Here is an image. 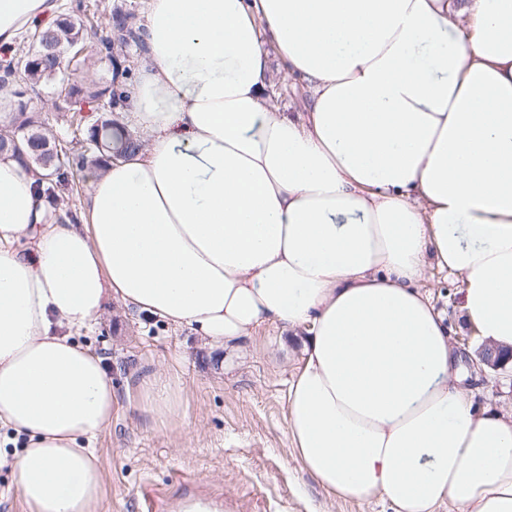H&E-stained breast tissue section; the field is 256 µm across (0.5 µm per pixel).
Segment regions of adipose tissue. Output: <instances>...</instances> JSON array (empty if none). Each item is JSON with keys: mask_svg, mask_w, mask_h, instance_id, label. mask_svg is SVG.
Returning <instances> with one entry per match:
<instances>
[{"mask_svg": "<svg viewBox=\"0 0 512 512\" xmlns=\"http://www.w3.org/2000/svg\"><path fill=\"white\" fill-rule=\"evenodd\" d=\"M122 105L142 136L76 221L0 154V429L25 512H98L117 397L81 341L108 301L209 347L303 335L295 458L386 512H512V413L474 404L422 287L462 276L480 342L512 348V0H144ZM0 0V48L54 14ZM305 111L273 102L272 64ZM142 407L178 413L169 374Z\"/></svg>", "mask_w": 512, "mask_h": 512, "instance_id": "obj_1", "label": "adipose tissue"}]
</instances>
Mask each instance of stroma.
Returning a JSON list of instances; mask_svg holds the SVG:
<instances>
[{
	"mask_svg": "<svg viewBox=\"0 0 512 512\" xmlns=\"http://www.w3.org/2000/svg\"><path fill=\"white\" fill-rule=\"evenodd\" d=\"M26 100L62 146L87 138V128L70 126L65 115L88 113L90 100L64 102L50 83ZM422 285L445 316L452 346L477 354L481 343L462 315L461 279L431 270ZM84 342L103 357L118 398L96 444L104 472L99 512H140L147 487L166 493L164 512H176L183 478L222 496L224 512H379L375 505L329 500L294 456L287 381L299 337L270 328L228 359L189 331L169 330L111 301ZM159 362L170 363L181 388V411L166 420L135 407L143 377ZM466 385L478 405L512 411V363L472 375Z\"/></svg>",
	"mask_w": 512,
	"mask_h": 512,
	"instance_id": "obj_1",
	"label": "stroma"
}]
</instances>
